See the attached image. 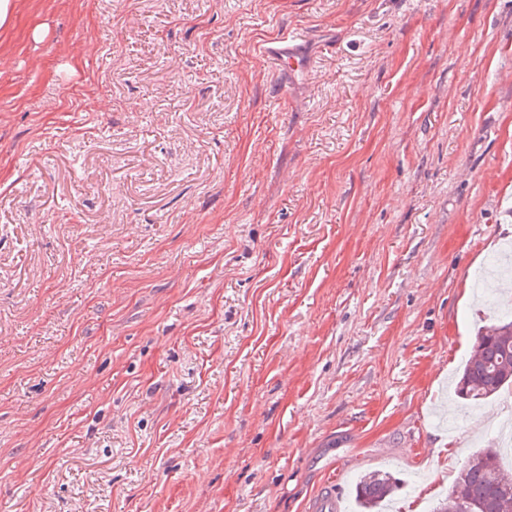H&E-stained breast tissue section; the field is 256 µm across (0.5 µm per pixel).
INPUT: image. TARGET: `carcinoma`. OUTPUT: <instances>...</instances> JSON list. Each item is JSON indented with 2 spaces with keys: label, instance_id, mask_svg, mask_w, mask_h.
<instances>
[{
  "label": "carcinoma",
  "instance_id": "obj_1",
  "mask_svg": "<svg viewBox=\"0 0 512 512\" xmlns=\"http://www.w3.org/2000/svg\"><path fill=\"white\" fill-rule=\"evenodd\" d=\"M512 385V319L480 331L473 354L456 383L457 395L479 402ZM399 488L390 473L375 471L362 476L355 487L360 512H378ZM433 512H512V470L499 465L496 449L474 452L460 470L448 496Z\"/></svg>",
  "mask_w": 512,
  "mask_h": 512
}]
</instances>
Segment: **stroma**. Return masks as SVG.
I'll list each match as a JSON object with an SVG mask.
<instances>
[{
  "mask_svg": "<svg viewBox=\"0 0 512 512\" xmlns=\"http://www.w3.org/2000/svg\"><path fill=\"white\" fill-rule=\"evenodd\" d=\"M16 2L0 512H431L502 447L451 381L512 315V0ZM298 34L284 35L274 41L268 42L263 47V52L283 70H297L308 65L303 53L297 49ZM397 480L385 471H375L362 476L355 487V500L359 512H378L385 500L398 490Z\"/></svg>",
  "mask_w": 512,
  "mask_h": 512,
  "instance_id": "35a3bbf8",
  "label": "stroma"
}]
</instances>
